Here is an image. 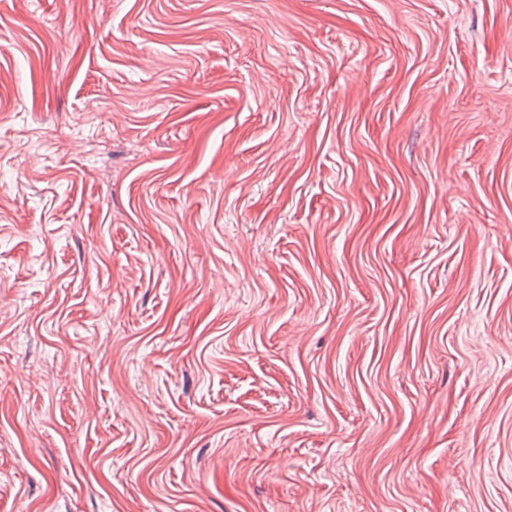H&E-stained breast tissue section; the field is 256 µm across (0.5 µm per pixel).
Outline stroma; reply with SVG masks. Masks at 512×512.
<instances>
[{
	"label": "stroma",
	"mask_w": 512,
	"mask_h": 512,
	"mask_svg": "<svg viewBox=\"0 0 512 512\" xmlns=\"http://www.w3.org/2000/svg\"><path fill=\"white\" fill-rule=\"evenodd\" d=\"M0 512H512V0H0Z\"/></svg>",
	"instance_id": "35a3bbf8"
}]
</instances>
